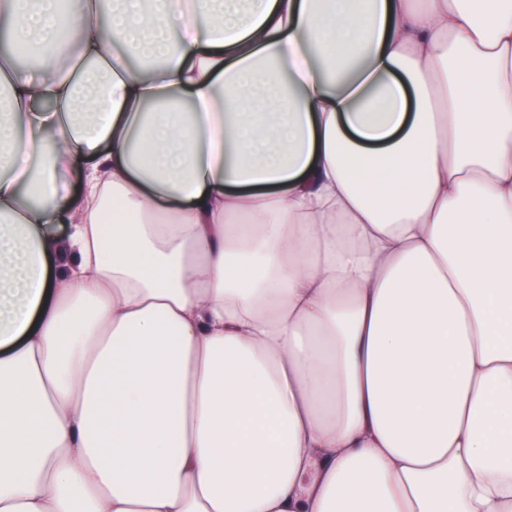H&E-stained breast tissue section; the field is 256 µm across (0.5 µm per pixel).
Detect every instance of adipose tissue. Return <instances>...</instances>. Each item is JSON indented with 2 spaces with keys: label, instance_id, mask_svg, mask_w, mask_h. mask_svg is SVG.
I'll list each match as a JSON object with an SVG mask.
<instances>
[{
  "label": "adipose tissue",
  "instance_id": "ef3b65f1",
  "mask_svg": "<svg viewBox=\"0 0 512 512\" xmlns=\"http://www.w3.org/2000/svg\"><path fill=\"white\" fill-rule=\"evenodd\" d=\"M0 40V512H512V0Z\"/></svg>",
  "mask_w": 512,
  "mask_h": 512
}]
</instances>
